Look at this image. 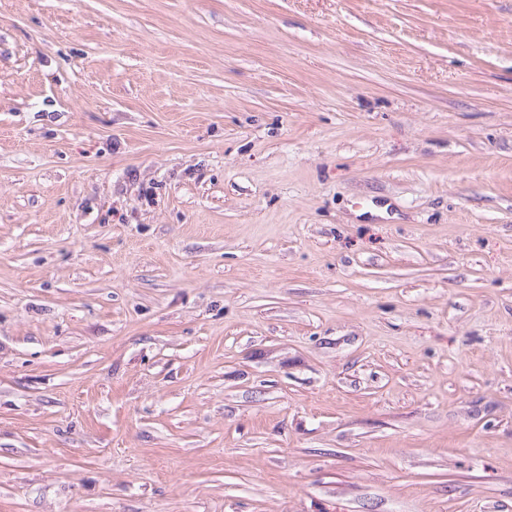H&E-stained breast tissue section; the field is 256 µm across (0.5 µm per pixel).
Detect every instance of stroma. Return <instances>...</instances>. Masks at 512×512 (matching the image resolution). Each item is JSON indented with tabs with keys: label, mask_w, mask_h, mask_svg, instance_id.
Returning <instances> with one entry per match:
<instances>
[{
	"label": "stroma",
	"mask_w": 512,
	"mask_h": 512,
	"mask_svg": "<svg viewBox=\"0 0 512 512\" xmlns=\"http://www.w3.org/2000/svg\"><path fill=\"white\" fill-rule=\"evenodd\" d=\"M0 512H512V0H0Z\"/></svg>",
	"instance_id": "35a3bbf8"
}]
</instances>
